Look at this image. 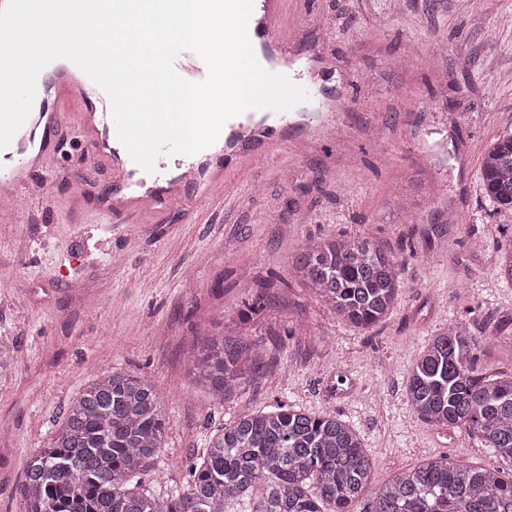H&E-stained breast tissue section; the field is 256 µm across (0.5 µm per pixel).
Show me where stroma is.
Returning <instances> with one entry per match:
<instances>
[{"instance_id":"stroma-1","label":"stroma","mask_w":512,"mask_h":512,"mask_svg":"<svg viewBox=\"0 0 512 512\" xmlns=\"http://www.w3.org/2000/svg\"><path fill=\"white\" fill-rule=\"evenodd\" d=\"M287 22L353 84L354 103L303 153L252 163L230 181L231 208L199 199L159 223H91L110 170L68 148L48 180L0 223V512H20L24 463L47 447L67 407L99 372L149 376L168 403L165 447L143 482L160 496L225 424L290 405L352 424L374 483L440 455L488 469L504 462L475 437L410 411L405 385L424 342L448 321L480 341L474 375L512 374V284L491 266L512 239L480 160L512 133V0H289ZM95 193L76 198L83 182ZM345 233L409 253L391 316L369 331L341 321L296 279L307 240ZM268 313L240 323L256 297ZM249 344L248 380L216 402L193 383L194 343L217 332Z\"/></svg>"}]
</instances>
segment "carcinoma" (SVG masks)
<instances>
[{
	"label": "carcinoma",
	"instance_id": "obj_1",
	"mask_svg": "<svg viewBox=\"0 0 512 512\" xmlns=\"http://www.w3.org/2000/svg\"><path fill=\"white\" fill-rule=\"evenodd\" d=\"M489 199L512 209V133L481 159ZM407 259L346 236L309 240L292 260L300 281L343 321L370 330L393 312ZM496 278L512 284V243L496 252ZM479 342L466 323L430 337L408 372L412 412L463 430L512 463V374L476 376ZM244 340L220 331L190 355L195 382L217 400L243 384ZM161 394L143 374L103 371L67 408L45 448L24 465L21 512H512V471L429 458L369 488L374 462L356 429L330 413L278 405L216 433L166 498L142 488L164 451Z\"/></svg>",
	"mask_w": 512,
	"mask_h": 512
}]
</instances>
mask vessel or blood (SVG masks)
Wrapping results in <instances>:
<instances>
[{"label":"vessel or blood","instance_id":"b4317fda","mask_svg":"<svg viewBox=\"0 0 512 512\" xmlns=\"http://www.w3.org/2000/svg\"><path fill=\"white\" fill-rule=\"evenodd\" d=\"M287 0H253V12L248 24L250 42L272 55L268 70L289 77L305 86L310 100L286 111L276 112L275 125L255 120L253 111L230 118L223 125L220 137L208 147L191 155H160L155 170L148 179L119 141L106 93L75 63L51 72H40L36 80V97L32 110L10 144L0 150V184L13 193L26 195L28 181L37 172L61 177L64 168L58 149L59 132L64 126L62 102L75 94L84 106L75 123L69 126L71 137L90 146L88 159L112 169L115 178L111 192L100 196L97 223L114 213L123 215H153L164 210L186 208L191 194L197 193L216 201L224 198V174L246 170L253 159L271 155L284 142L283 131L304 120L310 133H317L333 124L335 105L326 111H313L311 101L321 93L314 83L305 81L304 67L289 50L299 43L297 31L285 23ZM174 68L184 79L200 82L206 79L205 62L194 52L182 51ZM178 168V177H171V168Z\"/></svg>","mask_w":512,"mask_h":512}]
</instances>
